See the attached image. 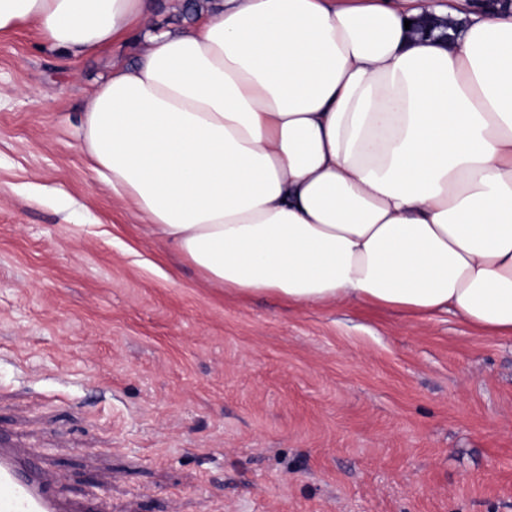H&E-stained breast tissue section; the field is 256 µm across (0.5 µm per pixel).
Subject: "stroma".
Segmentation results:
<instances>
[{
	"label": "stroma",
	"mask_w": 512,
	"mask_h": 512,
	"mask_svg": "<svg viewBox=\"0 0 512 512\" xmlns=\"http://www.w3.org/2000/svg\"><path fill=\"white\" fill-rule=\"evenodd\" d=\"M127 56L0 34V431L106 512H512V337L210 284L81 151Z\"/></svg>",
	"instance_id": "1"
}]
</instances>
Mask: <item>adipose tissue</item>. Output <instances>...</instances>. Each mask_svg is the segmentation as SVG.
Returning <instances> with one entry per match:
<instances>
[{
	"label": "adipose tissue",
	"instance_id": "adipose-tissue-1",
	"mask_svg": "<svg viewBox=\"0 0 512 512\" xmlns=\"http://www.w3.org/2000/svg\"><path fill=\"white\" fill-rule=\"evenodd\" d=\"M0 0L81 57L131 43L77 131L96 178L217 287L512 335V7ZM434 14L441 39L405 28ZM157 11L153 17V23L158 27H166L168 25H182L190 23L194 19V14L184 17L177 10H173L169 0H157Z\"/></svg>",
	"mask_w": 512,
	"mask_h": 512
}]
</instances>
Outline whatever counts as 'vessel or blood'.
I'll return each instance as SVG.
<instances>
[{"mask_svg":"<svg viewBox=\"0 0 512 512\" xmlns=\"http://www.w3.org/2000/svg\"><path fill=\"white\" fill-rule=\"evenodd\" d=\"M0 512H104L102 501L68 503L60 478L21 449L0 443Z\"/></svg>","mask_w":512,"mask_h":512,"instance_id":"b4317fda","label":"vessel or blood"}]
</instances>
